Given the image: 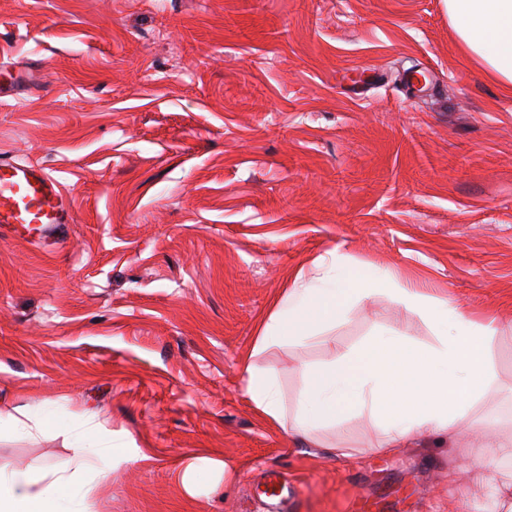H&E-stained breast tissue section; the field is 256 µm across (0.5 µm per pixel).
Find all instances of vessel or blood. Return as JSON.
Instances as JSON below:
<instances>
[{
    "mask_svg": "<svg viewBox=\"0 0 512 512\" xmlns=\"http://www.w3.org/2000/svg\"><path fill=\"white\" fill-rule=\"evenodd\" d=\"M72 202L45 166L0 157V234L40 244L60 239L72 223Z\"/></svg>",
    "mask_w": 512,
    "mask_h": 512,
    "instance_id": "b4317fda",
    "label": "vessel or blood"
}]
</instances>
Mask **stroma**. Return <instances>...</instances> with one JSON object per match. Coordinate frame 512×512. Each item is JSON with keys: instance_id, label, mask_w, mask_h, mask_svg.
<instances>
[{"instance_id": "obj_1", "label": "stroma", "mask_w": 512, "mask_h": 512, "mask_svg": "<svg viewBox=\"0 0 512 512\" xmlns=\"http://www.w3.org/2000/svg\"><path fill=\"white\" fill-rule=\"evenodd\" d=\"M0 153L62 183L61 241L0 237V469L69 459L85 425L141 460L81 474L85 512H484L475 472L512 466L424 434L374 454L349 418L321 447L263 421L246 365L288 415L308 368L376 330L436 345L383 297L322 335L257 350L296 276L329 251L493 319L476 406L512 432V91L463 58L445 0H0ZM433 86L407 97L411 67ZM228 462L187 494L191 461Z\"/></svg>"}]
</instances>
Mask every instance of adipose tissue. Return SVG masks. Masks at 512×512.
I'll use <instances>...</instances> for the list:
<instances>
[{"label": "adipose tissue", "mask_w": 512, "mask_h": 512, "mask_svg": "<svg viewBox=\"0 0 512 512\" xmlns=\"http://www.w3.org/2000/svg\"><path fill=\"white\" fill-rule=\"evenodd\" d=\"M457 43L479 68L512 88V0H446ZM313 280L296 277L262 331L260 346L288 337L295 343L318 335L346 316L351 303L379 294L404 304L436 330L437 346L422 349L409 337L378 331L355 351L309 369L294 417L296 432L314 439L345 415L365 416L375 435V452L391 455L426 431L456 443L460 427L473 423L475 404L493 387L496 376L485 341L496 332L493 321L469 318L454 303L431 298L389 276L349 278L340 255L321 263ZM247 394L267 419L284 417L274 377L250 374ZM104 443L93 428L84 429L73 455L48 472L0 471V512H76L82 491L76 471L93 468Z\"/></svg>", "instance_id": "ef3b65f1"}]
</instances>
